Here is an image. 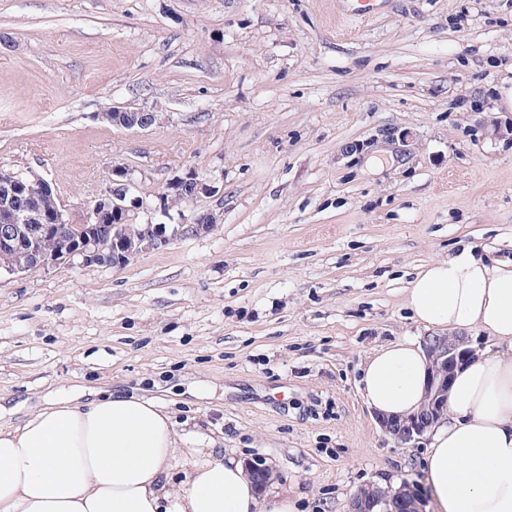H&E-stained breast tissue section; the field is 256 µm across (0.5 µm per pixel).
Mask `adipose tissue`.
Returning a JSON list of instances; mask_svg holds the SVG:
<instances>
[{"mask_svg": "<svg viewBox=\"0 0 512 512\" xmlns=\"http://www.w3.org/2000/svg\"><path fill=\"white\" fill-rule=\"evenodd\" d=\"M406 303L424 327L476 328L508 345L456 370L423 468L441 512H512V260L466 248L431 261ZM427 380L421 345L404 338L368 355L360 391L375 413L404 415ZM179 443L156 401L46 398L23 425L0 428V512H296L287 494L258 498L241 460L190 459Z\"/></svg>", "mask_w": 512, "mask_h": 512, "instance_id": "1", "label": "adipose tissue"}]
</instances>
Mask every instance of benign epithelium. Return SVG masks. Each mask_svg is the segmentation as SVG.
<instances>
[{
    "label": "benign epithelium",
    "mask_w": 512,
    "mask_h": 512,
    "mask_svg": "<svg viewBox=\"0 0 512 512\" xmlns=\"http://www.w3.org/2000/svg\"><path fill=\"white\" fill-rule=\"evenodd\" d=\"M102 119L128 130H145L158 121V113L145 108L114 106L101 113ZM132 180L122 168L112 169L106 193L95 201L84 219L76 224L67 218L64 209L45 212L32 207L20 208L14 201L38 194L52 195L54 189L41 178L0 169V258L5 260L17 252V243L26 245L27 260L22 265L6 266L8 274L36 271L61 264L82 266L107 265L126 267L137 256L168 246L185 234L208 232L215 217L211 213L195 214L188 224L172 228L165 224H137L144 201L131 196ZM192 187L194 197L214 192L212 182L193 172L172 181L168 188L180 191ZM54 241V249L43 247L45 240ZM431 375L421 407L406 417H376L380 428L408 445L424 435L429 427L448 415V393L455 370L474 356L463 336H429L423 343ZM246 471L259 483H267L273 474L271 466L261 460L246 464ZM414 494L412 484L404 479L393 490L374 496L360 492L353 495L349 512H375L381 503L392 505L391 512H400V504Z\"/></svg>",
    "instance_id": "benign-epithelium-1"
}]
</instances>
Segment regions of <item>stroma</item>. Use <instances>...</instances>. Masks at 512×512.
Wrapping results in <instances>:
<instances>
[{
  "label": "stroma",
  "mask_w": 512,
  "mask_h": 512,
  "mask_svg": "<svg viewBox=\"0 0 512 512\" xmlns=\"http://www.w3.org/2000/svg\"><path fill=\"white\" fill-rule=\"evenodd\" d=\"M0 0V167L81 221L128 170L139 222L213 213L121 269L0 274V426L60 390L160 401L182 448L265 459L299 512L425 484L359 391L367 355L424 340L417 271L512 258V0ZM161 114L102 122L109 106ZM216 192L168 217V183ZM158 116V112H153L141 107L130 108L113 106L112 110L101 113L102 119L112 123V125L128 130L148 129L158 121ZM186 185L192 187L193 195L196 198L210 195L215 191V187L212 185L211 181L200 178L196 173L193 172H188L184 177H179L172 181L168 185L167 190L175 189L176 192H181L180 189Z\"/></svg>",
  "instance_id": "stroma-1"
}]
</instances>
